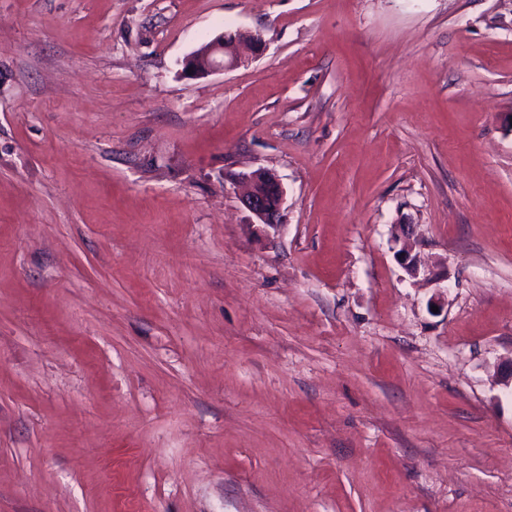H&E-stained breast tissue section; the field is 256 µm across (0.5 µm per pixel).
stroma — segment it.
Here are the masks:
<instances>
[{
	"instance_id": "1",
	"label": "stroma",
	"mask_w": 512,
	"mask_h": 512,
	"mask_svg": "<svg viewBox=\"0 0 512 512\" xmlns=\"http://www.w3.org/2000/svg\"><path fill=\"white\" fill-rule=\"evenodd\" d=\"M511 365L512 0H0V512H512ZM203 45H206L203 54L197 55L193 51L184 61L183 69L189 76H205L217 70L238 66L262 51L266 44L259 33L245 38L236 31L221 32ZM242 179L248 184V191L242 202L259 221L257 225L261 228L258 230H277L286 196L280 179L273 172L263 168L242 174Z\"/></svg>"
}]
</instances>
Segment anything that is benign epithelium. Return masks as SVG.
Returning <instances> with one entry per match:
<instances>
[{
  "label": "benign epithelium",
  "mask_w": 512,
  "mask_h": 512,
  "mask_svg": "<svg viewBox=\"0 0 512 512\" xmlns=\"http://www.w3.org/2000/svg\"><path fill=\"white\" fill-rule=\"evenodd\" d=\"M265 48L261 34L247 38L236 31L220 33L206 42L204 53H191L184 61V71L192 77L237 66ZM248 191L242 202L259 221V231L275 230L280 225L286 192L273 172L259 168L242 175Z\"/></svg>",
  "instance_id": "obj_1"
}]
</instances>
